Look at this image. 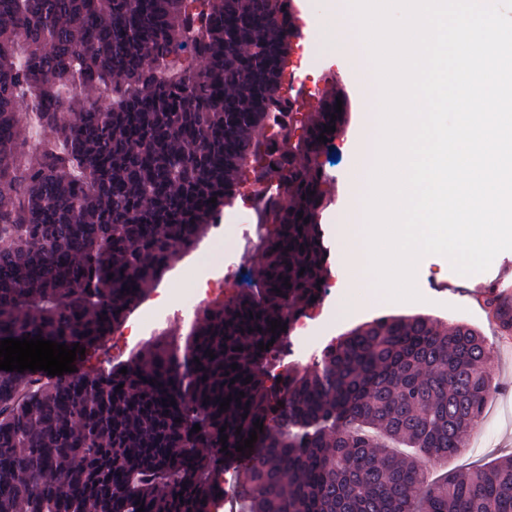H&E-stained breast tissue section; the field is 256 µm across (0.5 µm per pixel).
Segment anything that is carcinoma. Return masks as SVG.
Here are the masks:
<instances>
[{
	"instance_id": "carcinoma-1",
	"label": "carcinoma",
	"mask_w": 512,
	"mask_h": 512,
	"mask_svg": "<svg viewBox=\"0 0 512 512\" xmlns=\"http://www.w3.org/2000/svg\"><path fill=\"white\" fill-rule=\"evenodd\" d=\"M295 28L290 0H0V338L96 350L273 172ZM349 112L336 88L290 113L288 202L264 206L262 261L187 333L107 369L0 370V512H212L232 465L245 512H512V459L427 467L468 447L497 391L478 328L378 317L287 392L270 374L287 336L271 321L322 295L323 156Z\"/></svg>"
}]
</instances>
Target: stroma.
Instances as JSON below:
<instances>
[{"instance_id":"stroma-1","label":"stroma","mask_w":512,"mask_h":512,"mask_svg":"<svg viewBox=\"0 0 512 512\" xmlns=\"http://www.w3.org/2000/svg\"><path fill=\"white\" fill-rule=\"evenodd\" d=\"M322 2L295 0L307 35V54L300 58L295 77L319 88L325 87L326 77H335L338 86L343 87L349 95L351 112L344 134L335 142L336 163L328 169L330 202L320 216L322 226L327 229L325 243L330 252L328 288L319 310L321 334L329 338L382 315L417 313L429 314L447 322H467L478 326L492 348L487 372L493 382L500 386L493 411L486 413L482 419L489 429L490 437L484 444L480 443L478 437H470L468 448L448 460L432 462L431 468L437 473L473 470L498 458L512 456V343L502 342L487 313L472 297L475 290L488 286L487 273L461 275L453 269L449 260L431 254L415 275L416 288L420 294L418 301L394 302L380 291L374 301L360 305L345 317H336L334 313L336 296L342 290L338 275L341 259L338 254L340 242L329 227L338 221V212L348 190L345 176L356 162L355 149L359 134L376 112L377 104L373 93L365 87L364 74L356 70L348 60L332 56L321 47L316 23ZM228 212L232 219L224 230V249L213 255L207 266L208 272L227 277L242 275L258 263L259 252L254 249L252 242H241L240 237L261 221L259 212L246 208L240 202L229 207ZM190 324V319L173 312L166 313L155 323L145 307H138L129 315L127 325L121 326L100 348L90 354L85 366L98 369L125 361L131 350L141 347L145 342L165 332L185 331Z\"/></svg>"}]
</instances>
